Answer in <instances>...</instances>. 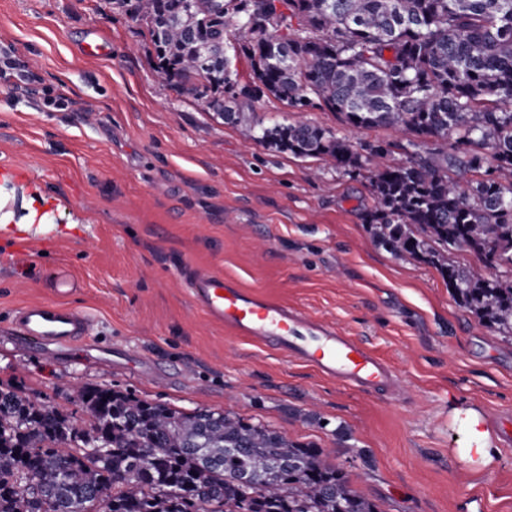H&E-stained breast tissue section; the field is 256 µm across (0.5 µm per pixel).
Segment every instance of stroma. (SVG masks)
I'll list each match as a JSON object with an SVG mask.
<instances>
[{"label":"stroma","instance_id":"35a3bbf8","mask_svg":"<svg viewBox=\"0 0 512 512\" xmlns=\"http://www.w3.org/2000/svg\"><path fill=\"white\" fill-rule=\"evenodd\" d=\"M156 63L109 0H0V214L37 210L29 233L0 241V383L77 424L81 386L232 411L327 450L380 512H512L501 433L512 341L460 306L435 267L374 239L367 169L245 140ZM246 119L316 125L405 157L394 130L352 128L323 107L263 96ZM193 271L334 324L399 370L402 389L365 393L227 334L194 303ZM63 274L75 285L61 296ZM29 301L87 314L88 336L71 349L21 343L11 328ZM470 409L495 448L479 472L459 455L454 414Z\"/></svg>","mask_w":512,"mask_h":512}]
</instances>
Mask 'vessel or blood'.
<instances>
[{
	"mask_svg": "<svg viewBox=\"0 0 512 512\" xmlns=\"http://www.w3.org/2000/svg\"><path fill=\"white\" fill-rule=\"evenodd\" d=\"M194 301L228 332L270 343L323 376L365 392L397 390L400 374L369 347L336 327L311 319L264 293L220 274L189 278ZM87 316L57 304L32 302L20 307L13 332L36 344L72 346L86 336Z\"/></svg>",
	"mask_w": 512,
	"mask_h": 512,
	"instance_id": "b4317fda",
	"label": "vessel or blood"
}]
</instances>
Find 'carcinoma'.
I'll use <instances>...</instances> for the list:
<instances>
[{
	"label": "carcinoma",
	"instance_id": "obj_1",
	"mask_svg": "<svg viewBox=\"0 0 512 512\" xmlns=\"http://www.w3.org/2000/svg\"><path fill=\"white\" fill-rule=\"evenodd\" d=\"M111 0L146 26L157 72L207 98L227 124L271 149L351 173L370 165L373 236L397 257L435 266L461 306L512 338V0ZM250 60L234 91L224 47ZM232 91L224 101V91ZM272 96L323 106L354 128L391 127L364 147L312 125L242 124ZM473 176L462 185L458 177ZM466 247L482 269L448 263ZM88 415L63 413L0 385V512H378L324 449L230 411L180 412L107 387H80ZM237 448L228 457L224 449ZM264 474L249 489L236 470Z\"/></svg>",
	"mask_w": 512,
	"mask_h": 512
}]
</instances>
